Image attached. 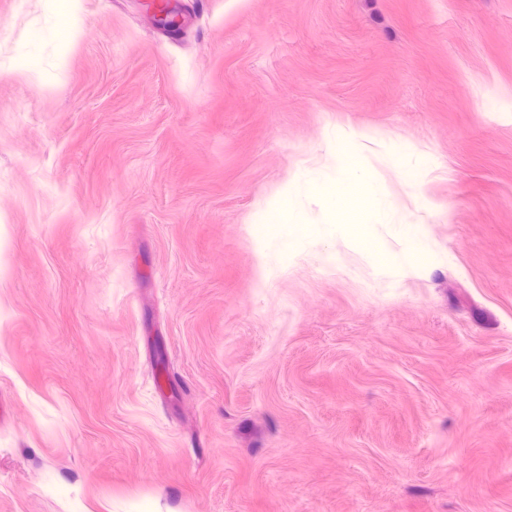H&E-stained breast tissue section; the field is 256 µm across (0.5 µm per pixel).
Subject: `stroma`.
Wrapping results in <instances>:
<instances>
[{
    "label": "stroma",
    "instance_id": "35a3bbf8",
    "mask_svg": "<svg viewBox=\"0 0 512 512\" xmlns=\"http://www.w3.org/2000/svg\"><path fill=\"white\" fill-rule=\"evenodd\" d=\"M158 2L55 70L0 0V512H512V0ZM349 127L429 183L393 288L255 219Z\"/></svg>",
    "mask_w": 512,
    "mask_h": 512
}]
</instances>
